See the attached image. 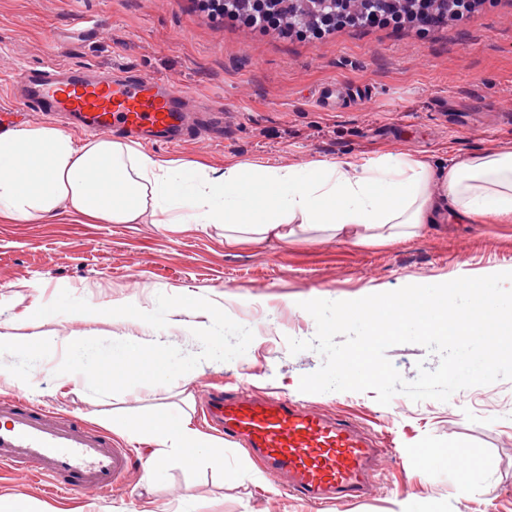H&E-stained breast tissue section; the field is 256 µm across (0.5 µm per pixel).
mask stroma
<instances>
[{
	"mask_svg": "<svg viewBox=\"0 0 512 512\" xmlns=\"http://www.w3.org/2000/svg\"><path fill=\"white\" fill-rule=\"evenodd\" d=\"M97 13L108 19L106 30L80 26L81 18ZM48 61L166 77L189 88L199 104L223 106V138L153 147L168 160L220 169L389 153L437 161L512 149V0H489L466 24L435 31L347 28L320 40L207 19L196 0H0V108L17 102L18 69ZM330 80L366 87L369 96L338 112L319 111L310 92ZM490 270L512 271V222L469 224L452 213L425 239L393 246L228 248L216 227L94 224L67 213L26 222L0 217V332L32 345L48 336L57 340L25 386L0 380V398L22 396L77 414L133 452L111 496L60 495L46 481L0 471V500L29 503L39 512H141L147 503L154 512H177L187 495L198 512H268L272 502L278 512H396L398 499L410 495L432 512H512V380L463 389L446 402L398 394L383 405L372 390L303 394L301 377L323 359L310 350L291 354L287 343L314 337L316 325L298 304L315 295L351 298ZM64 290L91 304L149 308L161 293L205 297L250 328L254 339L232 361L201 362L191 384L177 380L156 391L137 386L95 397L85 380L55 374L66 338H139L143 332L109 316L35 318ZM237 382L369 427L390 447L373 473L372 492L358 502L302 504L229 441L223 466L181 459L147 477L149 448L130 428L162 425L175 409L203 428L201 385ZM424 448L466 459L479 492L456 497L457 473L421 469Z\"/></svg>",
	"mask_w": 512,
	"mask_h": 512,
	"instance_id": "1",
	"label": "stroma"
}]
</instances>
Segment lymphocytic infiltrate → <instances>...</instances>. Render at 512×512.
<instances>
[{
    "label": "lymphocytic infiltrate",
    "mask_w": 512,
    "mask_h": 512,
    "mask_svg": "<svg viewBox=\"0 0 512 512\" xmlns=\"http://www.w3.org/2000/svg\"><path fill=\"white\" fill-rule=\"evenodd\" d=\"M485 0H413L411 12L395 6V0H360L362 8L353 12L334 6L332 0L319 5L310 19L284 27L281 0H201L213 17L227 18L246 27L266 32L287 28L289 34L315 39L325 37L345 26L395 27L407 25L427 31L451 21L470 18Z\"/></svg>",
    "instance_id": "obj_1"
}]
</instances>
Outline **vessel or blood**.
Listing matches in <instances>:
<instances>
[{
    "label": "vessel or blood",
    "mask_w": 512,
    "mask_h": 512,
    "mask_svg": "<svg viewBox=\"0 0 512 512\" xmlns=\"http://www.w3.org/2000/svg\"><path fill=\"white\" fill-rule=\"evenodd\" d=\"M17 86L24 102L0 109V127L25 124L42 112L63 116L80 131L152 145L176 144L197 131L191 93L161 76L55 63L21 69ZM365 96L364 88L338 80L314 91L316 105L326 112ZM208 403L209 419L225 440L242 444L303 503L328 506L369 491L382 450L354 421L283 396L212 393ZM129 465L128 449L82 418L20 397L0 400L1 467L50 477L67 491L100 495L111 492Z\"/></svg>",
    "instance_id": "1"
}]
</instances>
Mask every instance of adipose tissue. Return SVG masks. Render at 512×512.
Listing matches in <instances>:
<instances>
[{
  "instance_id": "1",
  "label": "adipose tissue",
  "mask_w": 512,
  "mask_h": 512,
  "mask_svg": "<svg viewBox=\"0 0 512 512\" xmlns=\"http://www.w3.org/2000/svg\"><path fill=\"white\" fill-rule=\"evenodd\" d=\"M62 210L106 224L220 225L228 246L292 244L313 227L340 243L392 245L425 238L451 212L471 224L512 221V151L437 163L384 154L214 169L119 140L78 141L50 126L0 131V216L28 221ZM142 437L154 447L150 473L188 451L224 463L220 441L184 411L169 417L164 433Z\"/></svg>"
}]
</instances>
